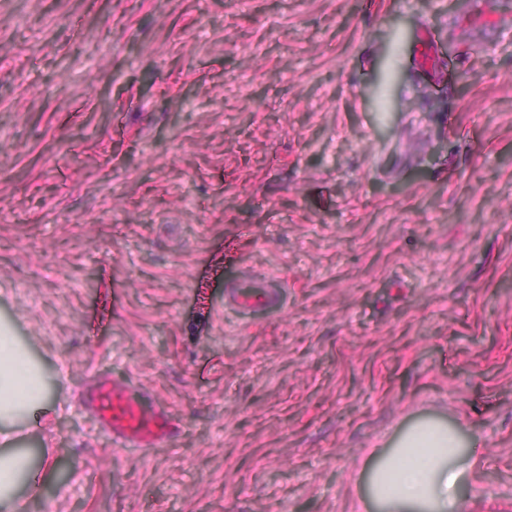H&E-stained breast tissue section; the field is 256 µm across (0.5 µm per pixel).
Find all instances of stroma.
Segmentation results:
<instances>
[{
  "label": "stroma",
  "mask_w": 512,
  "mask_h": 512,
  "mask_svg": "<svg viewBox=\"0 0 512 512\" xmlns=\"http://www.w3.org/2000/svg\"><path fill=\"white\" fill-rule=\"evenodd\" d=\"M465 2L0 0L23 512H368L422 422L481 434L465 512H512V27L450 22ZM253 273L281 304L226 308ZM99 376L180 433L116 446ZM416 49V69L424 75L433 76L439 58V46L430 29L425 28L420 32Z\"/></svg>",
  "instance_id": "35a3bbf8"
}]
</instances>
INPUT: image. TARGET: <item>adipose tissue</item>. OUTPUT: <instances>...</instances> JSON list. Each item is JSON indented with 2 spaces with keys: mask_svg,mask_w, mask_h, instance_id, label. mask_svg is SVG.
<instances>
[{
  "mask_svg": "<svg viewBox=\"0 0 512 512\" xmlns=\"http://www.w3.org/2000/svg\"><path fill=\"white\" fill-rule=\"evenodd\" d=\"M36 382L13 336L0 331V415L27 407ZM481 437L462 441L446 426L421 423L373 470L370 495L379 512H463L459 490L480 477Z\"/></svg>",
  "mask_w": 512,
  "mask_h": 512,
  "instance_id": "ef3b65f1",
  "label": "adipose tissue"
}]
</instances>
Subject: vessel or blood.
Returning <instances> with one entry per match:
<instances>
[{
	"instance_id": "vessel-or-blood-1",
	"label": "vessel or blood",
	"mask_w": 512,
	"mask_h": 512,
	"mask_svg": "<svg viewBox=\"0 0 512 512\" xmlns=\"http://www.w3.org/2000/svg\"><path fill=\"white\" fill-rule=\"evenodd\" d=\"M438 58L439 46L434 33L423 29L416 45L417 70L425 75L433 74ZM226 297L240 308L258 310L278 303L281 292L274 284L255 288L244 282L227 289ZM86 404L113 442L125 448H156L180 431L175 419L150 395L135 389L120 392L101 380L88 394Z\"/></svg>"
}]
</instances>
